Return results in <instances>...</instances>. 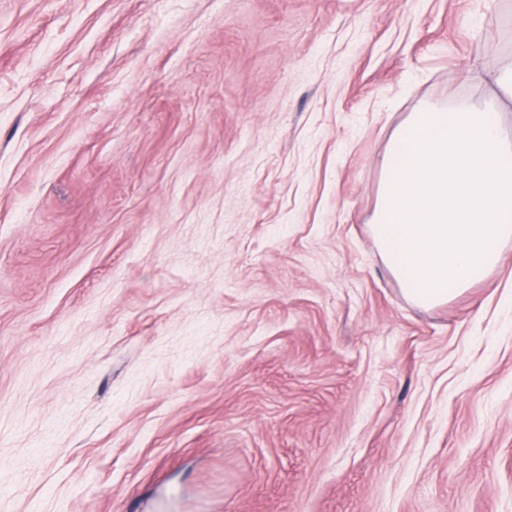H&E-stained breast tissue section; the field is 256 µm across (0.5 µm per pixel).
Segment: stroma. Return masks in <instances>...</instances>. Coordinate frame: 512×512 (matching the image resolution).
Wrapping results in <instances>:
<instances>
[{
	"label": "stroma",
	"mask_w": 512,
	"mask_h": 512,
	"mask_svg": "<svg viewBox=\"0 0 512 512\" xmlns=\"http://www.w3.org/2000/svg\"><path fill=\"white\" fill-rule=\"evenodd\" d=\"M512 0H0V512H512V242L369 229Z\"/></svg>",
	"instance_id": "stroma-1"
}]
</instances>
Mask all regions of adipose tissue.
Here are the masks:
<instances>
[{
	"label": "adipose tissue",
	"instance_id": "ef3b65f1",
	"mask_svg": "<svg viewBox=\"0 0 512 512\" xmlns=\"http://www.w3.org/2000/svg\"><path fill=\"white\" fill-rule=\"evenodd\" d=\"M465 79L490 87L477 103L410 113L382 160L370 231L405 296L432 309L484 281L512 241V55Z\"/></svg>",
	"mask_w": 512,
	"mask_h": 512
}]
</instances>
